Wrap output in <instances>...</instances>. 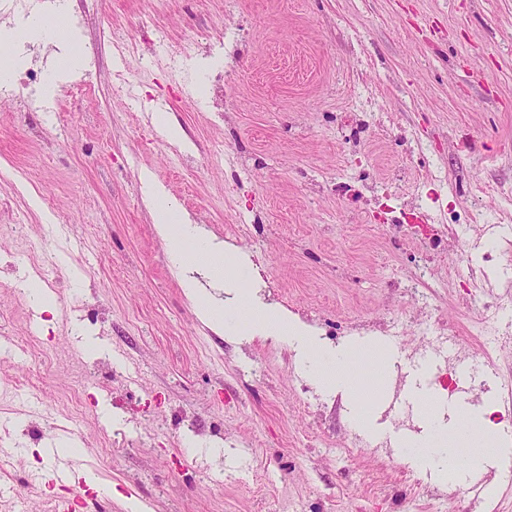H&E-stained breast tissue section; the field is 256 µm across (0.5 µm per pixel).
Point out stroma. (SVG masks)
<instances>
[{"label":"stroma","instance_id":"35a3bbf8","mask_svg":"<svg viewBox=\"0 0 512 512\" xmlns=\"http://www.w3.org/2000/svg\"><path fill=\"white\" fill-rule=\"evenodd\" d=\"M70 12L82 68L54 76L65 44L19 40V67L55 78V94H0V273L36 261L66 283L53 314L0 288V385L50 365L37 389L0 401L21 451L0 512L74 496L80 512L131 500L140 512H512V419L497 389L462 403L401 376L409 317L395 336L358 327L406 304L385 286L421 254L388 231L406 194L459 214L461 241L512 251V204L497 194L512 182V0H70ZM189 38L197 55L176 70L171 53ZM219 67L224 109L211 112ZM158 112L182 142L158 131ZM432 165L445 182L427 179ZM144 170L209 238L245 220L274 284L262 303L324 349L381 342L380 401L315 385L292 340L203 324ZM366 181L384 183L388 206L362 195ZM77 362L84 419L72 426L55 402ZM405 384L495 426L484 493L442 489L392 445L352 446L357 416L377 434L396 426L387 410ZM61 430L93 484L52 481L39 450Z\"/></svg>","mask_w":512,"mask_h":512}]
</instances>
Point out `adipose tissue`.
<instances>
[{
  "instance_id": "1",
  "label": "adipose tissue",
  "mask_w": 512,
  "mask_h": 512,
  "mask_svg": "<svg viewBox=\"0 0 512 512\" xmlns=\"http://www.w3.org/2000/svg\"><path fill=\"white\" fill-rule=\"evenodd\" d=\"M140 181L152 206L153 222L170 251L185 264L203 268L208 276L223 278L229 269L223 248L196 230L150 171H142ZM236 309L244 325L254 326L262 335L295 336L302 355L309 358L318 386L343 387L356 398L368 397L370 389L375 388L383 360L374 351L359 348L338 355L329 353L301 335L297 325L277 308L253 306L244 290L236 295ZM425 414L432 428L425 441L427 450L416 459V466L435 467L441 477L461 484L483 472L485 458L495 443L484 416L466 413L441 424L437 421V408L431 404Z\"/></svg>"
}]
</instances>
